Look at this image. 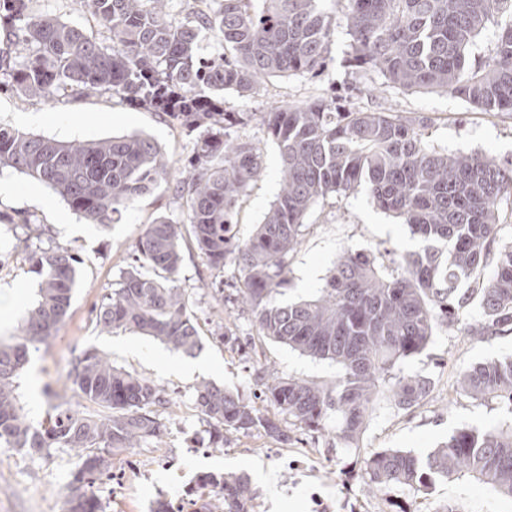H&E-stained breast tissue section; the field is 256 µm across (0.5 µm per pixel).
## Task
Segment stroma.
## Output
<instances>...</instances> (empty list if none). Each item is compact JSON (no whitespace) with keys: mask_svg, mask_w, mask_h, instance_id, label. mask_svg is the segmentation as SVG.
Wrapping results in <instances>:
<instances>
[{"mask_svg":"<svg viewBox=\"0 0 512 512\" xmlns=\"http://www.w3.org/2000/svg\"><path fill=\"white\" fill-rule=\"evenodd\" d=\"M319 6L334 28L330 62L320 76H273L252 95H224L225 111L252 113V120L233 133L257 143L262 154V174L248 188L235 216L237 237L252 236L280 189L279 150L259 119L260 113L275 106L334 97L353 111L425 116L428 145L451 153L478 152L512 167V113L483 112L449 92L397 88L376 70L351 73L346 63L350 37L345 14L335 0H320ZM32 8L81 26L95 39L105 36L80 0H32ZM0 126L69 142L143 132L158 142L170 161L171 179L135 201L117 224L107 228L88 223L45 184L8 168L0 170V182L12 188L10 194L0 195V341L11 342L17 335L20 319L34 305L39 287L24 253L15 248L20 220L42 226L48 238L74 248L82 259L67 317L57 334L32 352L22 372L20 401L29 417L41 420L52 405L72 400L67 375L88 347L176 394L175 405L165 415L167 435L161 447L148 444L115 459L111 477L95 485L106 512H151L159 499L188 503L197 479L209 472L248 475L255 512H314L318 497L328 503L330 512H512V498L467 474L435 482L426 492L401 486L379 492L364 479V463L374 452L400 449L423 457L457 429L512 424V411L506 406L464 396L457 389L460 374L471 366L512 357V329L493 336L471 335L470 326L482 317L478 298H471L460 310L458 325L436 326L422 353L402 364L403 375L431 379L429 396L404 409L388 394H380L357 447L337 445L332 421L315 433L295 431V441L288 446L254 430L230 435L223 447H212L208 426L194 408L200 382L223 386L251 403L258 392L255 377L260 369L270 367L286 377L326 383L335 381L339 369L335 363L261 337L245 310H233L230 322L233 333L250 338V345L220 343L208 284L223 281L229 296L241 287L240 274L230 260L223 272L210 270L195 250L184 254L179 285L186 289L197 317L202 348L194 357L206 362L204 371L183 375L172 362L185 360V353L129 330L106 333L95 327L91 312L127 269L144 229L160 216L178 222L185 218L186 203L175 195L171 180L182 172L194 134L174 126L162 113L130 106L117 95L97 94L44 102L1 91ZM304 224L302 241L288 257L290 282L282 295L286 302L316 297L344 251L370 252L388 265L422 246L398 218L374 205L362 185L321 200ZM257 461L275 474L274 488L265 487L254 475L252 465ZM77 466V457L65 448L40 459L0 447V512H67Z\"/></svg>","mask_w":512,"mask_h":512,"instance_id":"1","label":"stroma"}]
</instances>
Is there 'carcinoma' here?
Returning <instances> with one entry per match:
<instances>
[{
  "label": "carcinoma",
  "instance_id": "carcinoma-1",
  "mask_svg": "<svg viewBox=\"0 0 512 512\" xmlns=\"http://www.w3.org/2000/svg\"><path fill=\"white\" fill-rule=\"evenodd\" d=\"M170 0H83L110 43L77 25L33 12L31 0H0V74L29 100L57 93L118 95L163 112L196 132L184 175L174 192L186 201V221L160 217L136 242L130 267L93 309L96 327L135 330L193 354L202 340L189 295L178 287L182 243L190 238L207 265L232 258L244 277L235 302L250 311L260 335L340 368L335 382L284 377L267 371L256 381L264 401L288 416V426L263 417L239 394L211 382L195 389V408L211 444L224 435L262 428L280 443L295 429L318 432L336 420V441L351 447L368 411L388 390L402 407L422 401L431 383L399 376V366L421 353L438 325L459 323L468 301L460 292L473 272L496 255V272L482 288L483 320L475 336L512 326V242L500 238V205L512 196V168L479 154L456 155L427 145L425 118L355 112L336 100L277 106L261 122L281 158V189L256 233L234 232L239 201L262 173L258 145L231 136L248 112H226L218 96L256 92L270 76H317L327 66L333 28L319 0H218L176 24ZM344 4L351 36L348 68L377 69L406 90L449 91L484 112H512V25L503 28L491 57L470 64V48L494 15L512 14V0H336ZM215 33L232 57L200 52V33ZM27 45L35 53L18 55ZM47 184L83 218L103 228L116 223L138 197L168 179L170 168L150 136L130 133L63 142L0 129V169ZM364 184L374 203L404 221L427 242L395 267L362 251H347L320 294L283 303L288 256L301 242L304 218L319 200ZM18 238L39 279L38 299L21 317L13 343L0 341V445L48 458L67 448L78 458L74 481L93 487L112 474L114 459L148 441L160 447L168 389L112 365L86 349L68 379L75 401L52 406L38 422L20 404L18 379L29 352L63 323L71 305L77 252L54 242L30 248L45 229L21 225ZM460 391L512 409V359L478 363L458 379ZM469 473L512 497V426L461 428L421 459L386 449L365 462L367 483L378 490H426L437 480ZM195 512H254L248 478L208 473L198 481ZM69 512H104L92 492L68 500Z\"/></svg>",
  "mask_w": 512,
  "mask_h": 512
}]
</instances>
